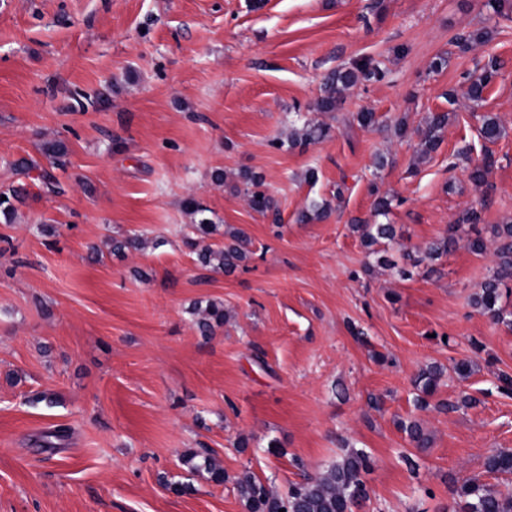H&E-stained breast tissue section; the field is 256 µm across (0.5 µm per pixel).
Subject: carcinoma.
Masks as SVG:
<instances>
[{
    "label": "carcinoma",
    "instance_id": "cac0c4a2",
    "mask_svg": "<svg viewBox=\"0 0 512 512\" xmlns=\"http://www.w3.org/2000/svg\"><path fill=\"white\" fill-rule=\"evenodd\" d=\"M499 64L491 57L484 64L482 73L470 81L466 95L478 106L483 101V91L486 86L499 75ZM384 77L383 71L376 65H363L346 70H336L331 73L324 83L323 95L317 102V110L333 112L337 103L342 100L346 91L361 80L379 81ZM448 125V114H433L420 143V153L428 156L436 151L441 143L442 132ZM481 138L487 143H495L505 135V128L497 117L482 115L479 127ZM328 128L321 125H311L307 122L296 127L288 137L291 145L310 144L324 139ZM492 166L488 157L469 169V180L476 187L487 182V175ZM262 180L252 175L245 177L244 192L252 209L262 213H270L273 221H279V210L274 199L260 190ZM331 213V205L327 201H313L302 213L301 220H323ZM480 217L474 210H468L458 219V223L450 225L449 234L437 239L427 248L426 255L430 258L448 253L456 244L455 233L461 224L470 227L467 239L469 249L481 254L486 250L485 238L478 228ZM350 227L360 233L363 242L368 245L380 243L389 244L395 239V229L391 224H366L354 218ZM191 236L187 237L188 244L196 249V260L204 268L214 272L233 269L248 257L251 240L242 229L228 232L231 243L214 248L203 243V238L214 231L216 225L203 220L199 224L189 225ZM490 233L495 244V270L481 285L480 291L471 298L473 307L488 315L496 324L512 327V318L499 305L501 286L512 282V224H494ZM144 247L142 238L137 235L123 239L112 240V253L125 254L127 251H139ZM193 314L198 316L197 327L203 335L210 334L214 326L224 324V304L209 301L206 305L196 304ZM443 377L439 366H429L419 371L414 379L418 391L417 405L426 409L430 406L429 397L437 391ZM410 441L417 448L428 444V436L419 424H400ZM68 436V429L57 426L42 435V447L55 448L57 442ZM183 465L192 473L205 477L215 484H221L229 479L222 463L210 451H193L183 457ZM371 467L370 456L362 449L351 448L345 456L330 465L315 476L305 478L300 483L290 485L288 493L279 495L261 479L249 472H244L234 478V485L246 512H352V507L368 498V489L362 480V473ZM485 472L504 477L506 489L502 490L479 478H472L456 490L459 499L457 512H512V489L509 488V478L512 477V451L495 450L484 462Z\"/></svg>",
    "mask_w": 512,
    "mask_h": 512
}]
</instances>
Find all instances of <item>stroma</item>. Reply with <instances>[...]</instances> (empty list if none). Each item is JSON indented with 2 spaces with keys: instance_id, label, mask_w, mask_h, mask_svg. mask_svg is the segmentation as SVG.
<instances>
[{
  "instance_id": "obj_1",
  "label": "stroma",
  "mask_w": 512,
  "mask_h": 512,
  "mask_svg": "<svg viewBox=\"0 0 512 512\" xmlns=\"http://www.w3.org/2000/svg\"><path fill=\"white\" fill-rule=\"evenodd\" d=\"M485 3L0 0V189H24L12 223L0 218V512H245L234 476L283 494L347 447L373 461L353 512H455L466 480L494 483L486 457L512 451V395L497 389L512 328L470 304L494 256L469 250L465 226L455 249L425 256L467 210L486 228L512 222V20ZM483 28L490 40L460 51ZM491 56L501 74L476 107L467 86ZM364 59L384 79L314 109L324 76ZM363 110L376 128L358 125ZM440 112L442 142L419 158L418 130ZM487 113L507 131L491 145ZM300 120L328 137L274 148ZM54 141L60 167L42 153ZM487 152L477 188L468 169ZM43 170L60 192L37 183ZM245 173L281 227L250 208ZM374 183L391 199L382 219ZM189 198L247 231L246 262L197 264ZM314 200L331 216L300 222ZM355 218L394 225L389 257L421 260L410 277L377 265ZM132 234L146 250L113 255ZM207 300L230 319L204 336L191 310ZM434 364L447 374L422 410L413 379ZM410 421L429 447L410 443ZM59 425L66 440L41 447ZM203 448L224 484L183 466Z\"/></svg>"
}]
</instances>
